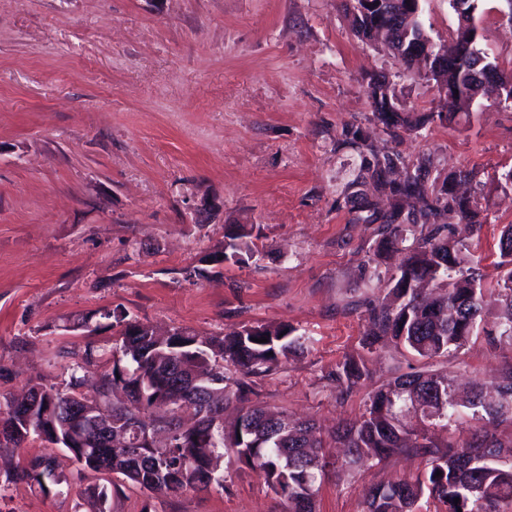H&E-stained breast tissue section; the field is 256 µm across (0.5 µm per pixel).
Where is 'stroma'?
Segmentation results:
<instances>
[{"instance_id":"35a3bbf8","label":"stroma","mask_w":512,"mask_h":512,"mask_svg":"<svg viewBox=\"0 0 512 512\" xmlns=\"http://www.w3.org/2000/svg\"><path fill=\"white\" fill-rule=\"evenodd\" d=\"M419 18L438 46L458 25L449 0H420ZM474 21L480 48L512 70L504 0H478ZM373 78L428 121L386 134ZM441 99L437 81L355 36L344 0H0V400L65 388L90 346L79 392L94 398L120 334L99 313L118 308L161 333L291 326L303 349L255 378L250 401L326 432L358 418L407 363L391 339L364 344L366 305L401 259L378 230L389 211L378 159L428 158L426 186L443 201L463 173L487 221L447 222L487 274L512 224V105L439 118ZM237 224L261 227L252 258L210 264ZM195 267L204 277L187 278ZM497 322L488 313L444 361L454 386L491 390L512 364V344L486 342ZM349 358L365 374L341 399L327 375ZM50 453L61 485L14 480ZM326 458L318 512H366L373 489L427 468L405 452L352 470L339 448ZM223 469V484L161 495L33 435L0 448V512H92L102 485L106 512H284L257 472Z\"/></svg>"}]
</instances>
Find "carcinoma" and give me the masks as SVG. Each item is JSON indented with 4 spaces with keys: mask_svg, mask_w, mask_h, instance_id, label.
<instances>
[{
    "mask_svg": "<svg viewBox=\"0 0 512 512\" xmlns=\"http://www.w3.org/2000/svg\"><path fill=\"white\" fill-rule=\"evenodd\" d=\"M378 117L388 127L413 128L426 121L400 112L388 118L380 112ZM393 164L394 157L385 156L372 176L394 199L381 235L403 257L397 272L388 278L387 296L367 309L365 341L371 346L379 337L391 336L414 359H446L468 342L482 319L487 274L468 259L469 245L443 234L446 225L440 220L451 208L479 231L485 216L468 199L453 197L443 204L429 197L424 178L427 162H420L415 176L397 185L385 180ZM408 195L420 197L418 212H403L400 200ZM409 234L412 244L407 246ZM252 245V232L243 228L230 236L226 256L240 260L252 252ZM494 268L499 324L498 333H486L491 346L504 338L512 343V224L501 235ZM293 332L286 325L244 327L203 343L187 330L176 329L173 336L159 340L148 325L127 324L112 370L101 378L97 402L130 420L150 413L160 428L172 427L171 444L162 448L146 442L101 445L85 451L77 448L73 456L85 459L83 469L96 473L100 472L96 460L118 458L123 467L117 473L129 481L155 493L177 495L206 489L217 481L209 465L228 449L236 462L258 472L276 495L288 501V512H316V483L330 466L322 452L329 438L347 448L344 464L348 466L400 451L426 458L424 476L375 488L367 499V512H415L425 494L443 506L440 512H501L502 503H512V470L496 463L512 455V441L504 443L478 429L461 444H438L422 435L428 425L450 422L456 411L448 375L440 371L410 367L370 394L359 419L337 426L326 436L310 421L290 423L284 416L269 417L263 407L248 404V379L276 370L303 346L302 337ZM261 337L267 342H257ZM175 360L192 368L206 367L220 384L183 392L174 388L168 372ZM81 369L83 364L72 368L66 390L44 388L64 419L70 413L72 392L81 385ZM328 377L343 395L360 380L362 369L356 360L347 359ZM116 387H135L140 395L114 403L109 395ZM497 395V400L487 401L475 388L469 401L472 418L512 425V365L500 373ZM232 403L240 405L239 416L227 430L222 417L224 407ZM13 405L14 400L5 399L0 415L8 416L19 434L0 439V447L17 448L31 435ZM408 414L419 419L416 426L404 423ZM44 461L43 457L31 460L15 477L31 480L42 489L47 480L61 484L43 466Z\"/></svg>",
    "mask_w": 512,
    "mask_h": 512,
    "instance_id": "1",
    "label": "carcinoma"
}]
</instances>
